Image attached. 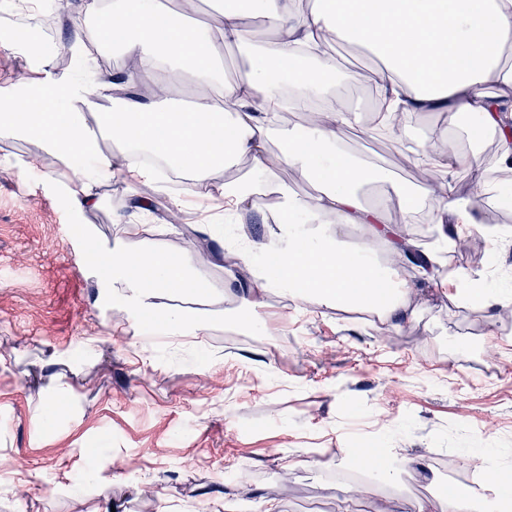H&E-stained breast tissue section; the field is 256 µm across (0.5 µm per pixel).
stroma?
I'll list each match as a JSON object with an SVG mask.
<instances>
[{
  "instance_id": "1",
  "label": "stroma",
  "mask_w": 512,
  "mask_h": 512,
  "mask_svg": "<svg viewBox=\"0 0 512 512\" xmlns=\"http://www.w3.org/2000/svg\"><path fill=\"white\" fill-rule=\"evenodd\" d=\"M273 39L264 27L250 46H218L217 84L235 81ZM344 100L346 149L405 184H422L411 151L432 146L442 116L409 114L378 140L369 135L367 89L356 86ZM40 148L30 137L0 142V355L8 361L0 368V459L25 462L21 471L0 468V512H212L219 491L233 494L235 512H264L269 499L284 512H379L387 502L468 491L465 460L483 450L512 468V325L501 310L488 316L457 305L439 275L420 284L415 320L383 340L361 310L318 309L271 291L259 311L264 326L247 332L196 297L193 308L210 316L198 344L144 343L143 319L103 287L94 251L136 250L148 238L168 246L208 289H233L225 310L240 308L251 268L222 231L212 233L208 251L193 247L203 210L187 207L183 223H164L173 196L165 186H152L147 215L120 181L102 191L97 209L73 212L60 188L40 181L45 172L64 178V164L53 157L42 171L29 168ZM449 177L474 215L501 229L499 239L484 241L480 261L460 267L512 285V208L476 194L465 169ZM146 224L154 234L145 235ZM229 269L236 282H227ZM488 344L501 348L491 363ZM62 373L67 410L49 429L38 392ZM359 448L419 458L429 469L370 481L363 496L338 504L341 471ZM118 458L134 468L114 469ZM241 463L249 480L217 478L215 465ZM47 485L55 495L45 496Z\"/></svg>"
}]
</instances>
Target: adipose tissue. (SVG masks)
I'll use <instances>...</instances> for the list:
<instances>
[{"mask_svg":"<svg viewBox=\"0 0 512 512\" xmlns=\"http://www.w3.org/2000/svg\"><path fill=\"white\" fill-rule=\"evenodd\" d=\"M247 12L264 19L276 40L266 62L236 82L215 87L216 46L249 43L251 33L242 22ZM85 13L98 42L136 58L137 70L124 84L84 81L57 71L51 57H39L29 76L12 90L0 91V141L34 137L70 162L64 196L78 212L98 208L100 188L118 177L131 190L135 208L149 211L150 199L135 188L152 179L153 171L129 162L132 144L161 154L185 172L196 197L220 194L226 214L240 216L258 208L267 194H276L268 233L245 239L241 251L246 265L266 268L242 299L250 309L260 308L267 290L277 288L319 308L366 307L387 330H402L416 314L417 277L405 265L416 244L395 233L384 201L398 199L405 217L427 208L434 244L424 251L428 265L421 276L430 278L443 267L444 253L466 244L467 227L476 221L467 199L448 182L449 168H468L483 195L497 191L483 167L463 150L445 158L416 152L428 176L424 185L412 187L353 158L339 137L350 120L341 106L312 119L301 134L289 135L278 165H271V115L284 105L306 109L308 100L333 94L337 64L330 42L346 40L378 59L376 68L351 77L377 89L378 127H389L398 109L438 111L449 119L439 136L449 139L453 121L473 115L495 137L497 164L512 168V64L502 60L512 45V0H315L303 15L296 0H237L213 23L197 26L175 19L159 0H113L108 10L100 0H87ZM300 58L314 60V68H297ZM174 62L211 86V93L188 110L166 101L147 105L127 95L128 85L148 84ZM491 83L498 85V93H488ZM100 130L111 134L118 151L99 150ZM242 160L249 162L253 180L227 179V171ZM283 165L308 175L314 193L301 196L281 182ZM326 215L339 227L361 225V246L343 249L338 236L323 233L319 223ZM380 240L388 245L389 261L375 254ZM101 255L105 286L127 308L154 321L155 334L188 337L204 328L200 315L162 304L166 297L197 293L200 281L185 258L152 245L137 252L105 249ZM449 278L461 305L487 311L512 301L511 291L491 288L487 279L466 271L451 272Z\"/></svg>","mask_w":512,"mask_h":512,"instance_id":"adipose-tissue-1","label":"adipose tissue"}]
</instances>
